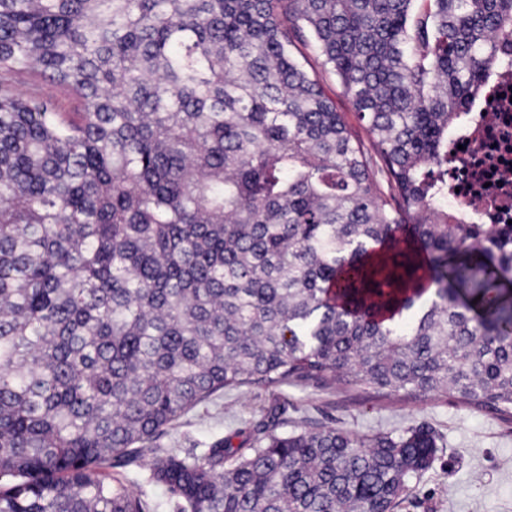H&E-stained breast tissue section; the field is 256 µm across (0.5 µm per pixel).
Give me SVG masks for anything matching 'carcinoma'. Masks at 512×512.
Segmentation results:
<instances>
[{"label":"carcinoma","instance_id":"carcinoma-1","mask_svg":"<svg viewBox=\"0 0 512 512\" xmlns=\"http://www.w3.org/2000/svg\"><path fill=\"white\" fill-rule=\"evenodd\" d=\"M509 41L512 0H0V512H158L107 472L143 459L178 512H397L437 458L427 426L161 446L254 385L512 421V224L448 205ZM325 87L328 90V93L330 96L335 100L336 102V108L339 112H344L346 119L350 123L351 126H353L360 134L362 138L365 139V132L360 126V123L356 119L354 115V109L352 106V103L350 100L343 94L341 87L339 84H335L329 79L325 81Z\"/></svg>","mask_w":512,"mask_h":512}]
</instances>
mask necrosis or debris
Instances as JSON below:
<instances>
[{"label": "necrosis or debris", "instance_id": "4bbe7bcc", "mask_svg": "<svg viewBox=\"0 0 512 512\" xmlns=\"http://www.w3.org/2000/svg\"><path fill=\"white\" fill-rule=\"evenodd\" d=\"M493 70L487 96L476 100L452 139L459 164L448 168L449 204L466 203L467 224L512 220V46Z\"/></svg>", "mask_w": 512, "mask_h": 512}]
</instances>
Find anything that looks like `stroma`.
<instances>
[{
  "label": "stroma",
  "mask_w": 512,
  "mask_h": 512,
  "mask_svg": "<svg viewBox=\"0 0 512 512\" xmlns=\"http://www.w3.org/2000/svg\"><path fill=\"white\" fill-rule=\"evenodd\" d=\"M272 417L361 435L431 426L443 446L399 512H512V425L490 412L431 396L398 399L304 383L257 385L189 411L161 442L183 454L201 452L219 437L238 445L250 429Z\"/></svg>",
  "instance_id": "35a3bbf8"
}]
</instances>
